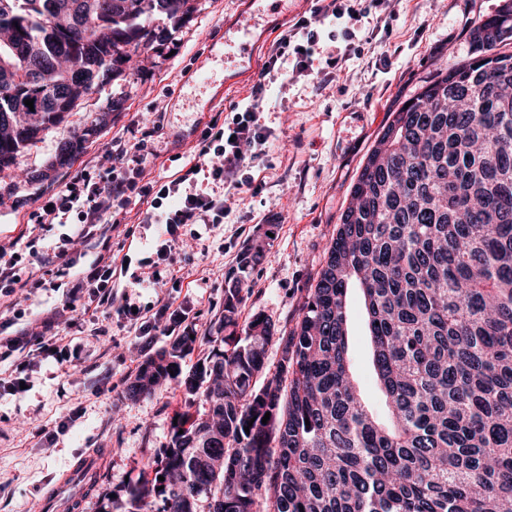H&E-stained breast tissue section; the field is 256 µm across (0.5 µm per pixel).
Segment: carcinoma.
Here are the masks:
<instances>
[{
    "label": "carcinoma",
    "mask_w": 512,
    "mask_h": 512,
    "mask_svg": "<svg viewBox=\"0 0 512 512\" xmlns=\"http://www.w3.org/2000/svg\"><path fill=\"white\" fill-rule=\"evenodd\" d=\"M192 4L0 0V58L29 63L0 65V172L150 46L153 16L184 17ZM472 39L475 56L410 98L378 139L261 385L275 324L239 313L262 240L229 273L199 366L181 376L195 343L186 334L128 379V398L178 379L206 411L172 426L127 512L157 499L162 512H201L203 497L208 512H512V54L498 51L512 41V7L475 20ZM92 60L103 66L86 68ZM39 97L40 112L24 103ZM83 141L60 144L50 168L69 165ZM353 285L387 425L350 369Z\"/></svg>",
    "instance_id": "carcinoma-1"
}]
</instances>
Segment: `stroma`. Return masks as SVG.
<instances>
[{"label":"stroma","instance_id":"35a3bbf8","mask_svg":"<svg viewBox=\"0 0 512 512\" xmlns=\"http://www.w3.org/2000/svg\"><path fill=\"white\" fill-rule=\"evenodd\" d=\"M505 0H399L390 29L358 23L361 50L326 87H319L321 55L313 57L310 76L279 77L272 106L263 118L270 147L252 187L232 198L221 224H187L178 230L173 267L180 284L162 275L143 288L141 258L153 255L157 228L140 224L142 205L131 200L112 233L115 256H129L125 277L112 290L128 294L136 305L156 311L173 302L180 322L163 318V331H145L89 299L76 302L70 322L73 348L60 363L48 351L55 337L28 358L8 354L6 342L27 323L62 309L66 298L53 290L62 260L50 265L42 285H29L15 307L0 305V377L23 381V389H0V512H44L48 491L91 451H105L97 486L88 491L82 512H124L129 488L152 474V466L171 437L177 418L201 412L177 382L129 399L128 377L139 363L170 346L186 329L197 341L182 361L191 370L206 349L211 325L224 308L225 280L236 269L247 243L265 238L267 257L246 275L247 292L240 318H271L278 329H292L302 315L336 235L350 192L378 138L403 103L470 56L473 22L493 15ZM314 0H194L187 20L154 17L159 36L123 65L119 77L100 85L60 124L23 149L10 169L0 173V245H12L20 275L38 256L51 254L69 224L41 229L37 217L56 193L80 179L105 176V155L112 141L143 138L150 151L149 181L166 182L195 164V146L206 125L230 114L257 80V71L224 61V32L255 11L259 25L250 30L257 51L299 18L310 16ZM208 61L213 84L196 81L195 69ZM121 100L113 111V100ZM107 113L108 122L90 133L92 120ZM86 134L83 150L71 166L51 169L61 142ZM349 349L354 376L364 399L383 412L382 395L371 363L366 314L358 291H351ZM54 432L46 441L45 432Z\"/></svg>","mask_w":512,"mask_h":512}]
</instances>
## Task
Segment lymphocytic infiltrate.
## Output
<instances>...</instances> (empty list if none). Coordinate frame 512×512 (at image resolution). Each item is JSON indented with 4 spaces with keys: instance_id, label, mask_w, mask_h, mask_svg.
Wrapping results in <instances>:
<instances>
[{
    "instance_id": "f902f5d3",
    "label": "lymphocytic infiltrate",
    "mask_w": 512,
    "mask_h": 512,
    "mask_svg": "<svg viewBox=\"0 0 512 512\" xmlns=\"http://www.w3.org/2000/svg\"><path fill=\"white\" fill-rule=\"evenodd\" d=\"M396 0H319L312 17L300 18L269 45L260 78L233 106L231 118L224 123H210L198 144L199 161L187 174L154 185L141 180L146 161L144 141L121 142L112 152L116 163L108 186L95 183L73 186L57 195L50 210L42 218L51 224L67 223L70 214H77L79 225L73 236L83 248L84 266L69 275L64 294L68 302L82 298L108 305L112 302L110 283L116 274L111 257L93 249V239L111 237L113 214L123 212L131 197L147 200L144 223L159 224L164 237L156 247L158 261L171 259L173 240L180 226L186 224H220L228 217L230 208L226 194L251 185L252 172L263 164L268 153L270 132L261 121L269 105V85L283 70H291L293 77H305L310 72L313 55L323 40L345 41L354 44L357 33L347 26L339 34L326 35L325 21L350 19L356 15L375 13L381 22H389L395 13ZM346 50H328L325 65L331 70H342L349 59ZM208 169L213 182L223 188L222 194H203L192 190L191 179Z\"/></svg>"
}]
</instances>
